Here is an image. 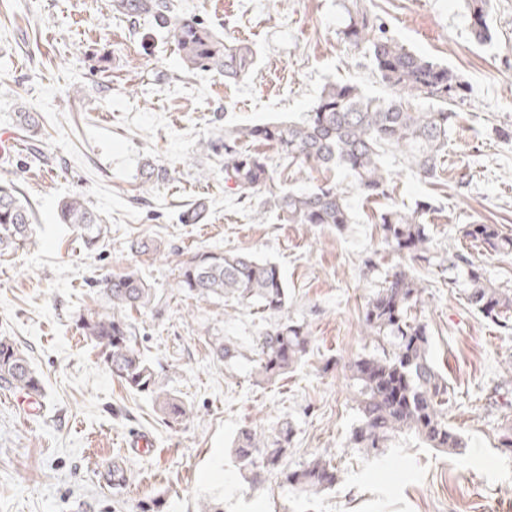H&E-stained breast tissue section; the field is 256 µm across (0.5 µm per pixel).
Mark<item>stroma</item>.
Returning a JSON list of instances; mask_svg holds the SVG:
<instances>
[{
  "instance_id": "stroma-1",
  "label": "stroma",
  "mask_w": 512,
  "mask_h": 512,
  "mask_svg": "<svg viewBox=\"0 0 512 512\" xmlns=\"http://www.w3.org/2000/svg\"><path fill=\"white\" fill-rule=\"evenodd\" d=\"M221 36L253 43L257 68L225 81L214 71H184L152 19L115 13L112 0H0V131L18 146L0 163L34 212L31 244L0 252V336L27 352L43 380L40 409L0 389V512H512V452L498 431L512 420V328L485 319L424 263L413 274L430 294L420 315L436 363L454 389L450 425L464 448L448 454L411 435L382 453L352 448L358 418L343 366L374 350L361 317L397 256L381 240L378 215L430 205L434 251L463 249L459 229L482 222L512 234V0H491L489 38L469 33L464 0H362L389 37L447 64L467 84L455 105L448 155L436 178L422 180L397 159L388 194L365 199L344 173L298 168L267 145L274 185L310 191L346 187L352 222L291 224L264 188L229 192L223 158L198 150L202 139L269 121L302 119L329 80L383 94L366 46L343 32L353 0H175ZM108 63H99L100 55ZM81 87L82 99L70 97ZM29 108L40 133L19 131ZM166 169L145 182L146 164ZM81 196L110 233L85 249L76 228L57 223L58 203ZM204 206L195 224L182 212ZM148 239L160 253L140 255ZM235 251L277 264L288 310L312 338L295 372L256 384L253 346L273 316L235 300L197 301L176 286L181 256ZM373 267H366V260ZM137 268L157 291L135 311L136 343L167 389L191 407L193 421L172 425L148 395L135 393L103 363L76 325L102 308L96 282ZM238 358L218 361L214 339ZM294 425L286 462L297 469L331 459L336 486L298 493L276 478L246 481L230 452L240 429ZM148 435L150 452L124 445Z\"/></svg>"
}]
</instances>
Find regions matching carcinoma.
Returning <instances> with one entry per match:
<instances>
[{"mask_svg": "<svg viewBox=\"0 0 512 512\" xmlns=\"http://www.w3.org/2000/svg\"><path fill=\"white\" fill-rule=\"evenodd\" d=\"M466 4L471 37L478 43L487 40L489 0H466ZM353 6L345 36L356 46L367 43L386 94L373 97L356 84L330 80L298 122L256 124L224 134L222 142L200 141V150L224 154L225 182L239 197H251L273 180L268 158L244 149L245 142L269 145L309 169L341 170L368 199L387 194L391 171L384 156L389 151L400 152L418 177L436 176L448 154L456 117L450 106L463 98L465 86L447 66L387 36L370 37L375 19L356 0ZM112 10L130 19L144 16L158 22L186 70H215L227 80H237L256 67L252 44L226 40L194 18L175 15L172 0H113ZM416 100L424 106L413 105ZM275 207L291 224H328L339 229L351 223L345 191L336 184L311 191L282 189ZM428 210L422 202L410 213L390 209L378 216L382 239L399 262L386 273L384 286L366 302L362 325L365 334L383 347L379 353L362 354L346 365L359 414L350 444L368 455L403 433L448 453L463 447L461 436L448 424V378L435 365L429 324L412 315L429 302L427 289L411 273L412 264L423 262L457 271L467 304L494 323L508 325L512 312V289L493 286L484 269L464 252L439 256L431 251L423 224ZM57 219L75 226L88 249L97 247L107 235L99 214L78 197L58 205ZM460 234L487 252L512 256V236L498 224H464ZM32 236V213L20 199L18 188L11 180H0V247L24 246ZM99 286L109 307L79 317L83 334L100 347L113 376L129 390L153 398L163 419L172 423L193 420L194 412L163 386L131 340L125 312L153 305L155 290L134 269L105 278ZM178 288L197 301L227 297L277 317L256 339L255 382L279 380L307 354L311 336L288 314V291L276 264L246 254L201 249L180 262ZM213 351L220 361H230L237 354L234 345L218 338ZM0 388L36 395L42 391L28 355L6 337H0ZM292 433L289 422L270 433L241 429L233 442L241 475L253 483L279 475L305 493L334 487L338 471L322 458L299 469L283 468Z\"/></svg>", "mask_w": 512, "mask_h": 512, "instance_id": "obj_1", "label": "carcinoma"}]
</instances>
